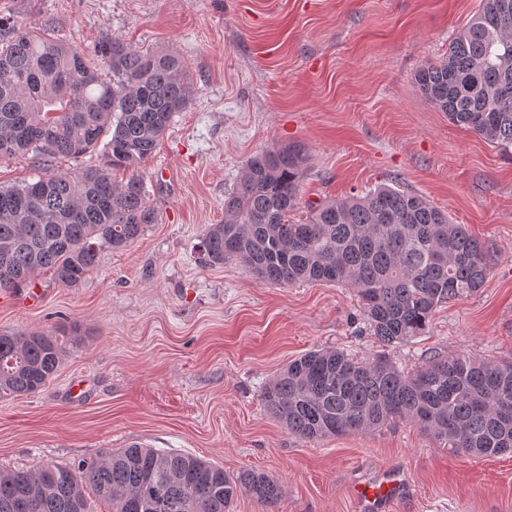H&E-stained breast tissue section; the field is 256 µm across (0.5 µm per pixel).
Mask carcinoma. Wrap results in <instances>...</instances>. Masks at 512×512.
Here are the masks:
<instances>
[{
	"label": "carcinoma",
	"mask_w": 512,
	"mask_h": 512,
	"mask_svg": "<svg viewBox=\"0 0 512 512\" xmlns=\"http://www.w3.org/2000/svg\"><path fill=\"white\" fill-rule=\"evenodd\" d=\"M415 83L430 105L486 141L512 147V0H483L441 60ZM190 98L183 60L106 36L91 53L48 29L0 19V159L29 151L51 160L103 148L104 166L78 176L46 171L0 187V291L40 271L78 286L103 249L139 238L157 213L140 175ZM308 162L299 145L251 157L207 228L208 261L235 260L262 281L341 284L358 293L367 329L385 345L420 335L436 309L483 288L493 247L425 198L389 186L328 199L291 218ZM130 171L125 182L111 170ZM61 358L44 332L0 334V398L40 392ZM269 413L305 442L408 421L449 452L489 457L512 448V361L429 356L412 372L385 357L315 349L261 392ZM246 490L274 508L280 484L230 474L190 454L128 446L78 466L0 468V512H227Z\"/></svg>",
	"instance_id": "obj_1"
}]
</instances>
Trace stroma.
I'll use <instances>...</instances> for the list:
<instances>
[{
    "label": "stroma",
    "instance_id": "stroma-1",
    "mask_svg": "<svg viewBox=\"0 0 512 512\" xmlns=\"http://www.w3.org/2000/svg\"><path fill=\"white\" fill-rule=\"evenodd\" d=\"M480 2L0 0V18L51 23L83 49L111 36L174 51L191 87L142 169L157 223L101 251L79 287L44 271L0 301V333L45 331L62 348L41 392L0 398V468L75 465L140 441L267 474L282 488L277 512H361L355 487L393 473L408 494L389 512H512V454L452 455L404 421L305 442L261 400L313 349L382 355L407 371L434 354L512 360V148L451 123L414 81ZM289 143L310 156L293 220L381 184L421 195L492 245L484 288L387 346L350 288L209 265L200 241L223 221L225 193L251 156ZM102 163L98 150L50 162L29 153L0 161V186Z\"/></svg>",
    "mask_w": 512,
    "mask_h": 512
}]
</instances>
